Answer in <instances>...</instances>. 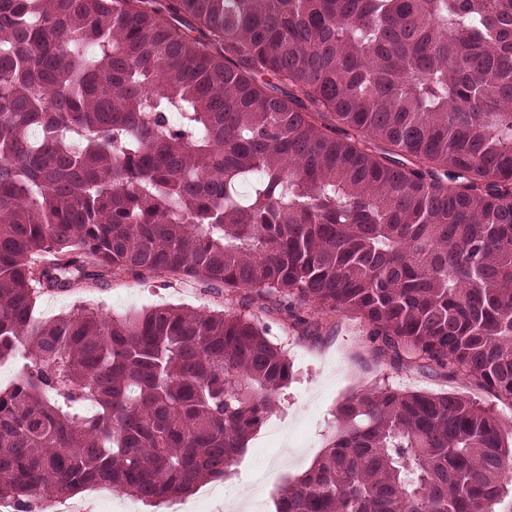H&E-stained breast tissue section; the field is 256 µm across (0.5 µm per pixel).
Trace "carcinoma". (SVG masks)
Masks as SVG:
<instances>
[{"label":"carcinoma","mask_w":512,"mask_h":512,"mask_svg":"<svg viewBox=\"0 0 512 512\" xmlns=\"http://www.w3.org/2000/svg\"><path fill=\"white\" fill-rule=\"evenodd\" d=\"M166 272L354 313L512 406V0H0V500L227 476L292 380L249 315L36 317ZM277 512H488L493 412L376 388Z\"/></svg>","instance_id":"carcinoma-1"}]
</instances>
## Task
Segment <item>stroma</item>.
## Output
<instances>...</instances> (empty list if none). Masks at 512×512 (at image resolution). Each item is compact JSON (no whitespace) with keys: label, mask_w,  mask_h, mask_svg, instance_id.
Listing matches in <instances>:
<instances>
[{"label":"stroma","mask_w":512,"mask_h":512,"mask_svg":"<svg viewBox=\"0 0 512 512\" xmlns=\"http://www.w3.org/2000/svg\"><path fill=\"white\" fill-rule=\"evenodd\" d=\"M166 304L254 316L286 353L298 379L284 389L278 407L252 435L229 477L206 482L193 494L173 497L153 511L120 492L108 512H174L180 504L195 506L196 512H229L224 502L228 490L242 499L259 497V512H275L282 489L323 454L337 427L338 406L377 387L454 393L476 401L493 411L505 442L512 443L511 405L495 400L464 375L447 377L439 370L395 363L373 340L369 325L351 313L322 315L303 306L288 313L253 299L247 290L230 295L165 273L146 272L102 288L42 293L37 315L50 319L85 305L119 318Z\"/></svg>","instance_id":"stroma-1"}]
</instances>
